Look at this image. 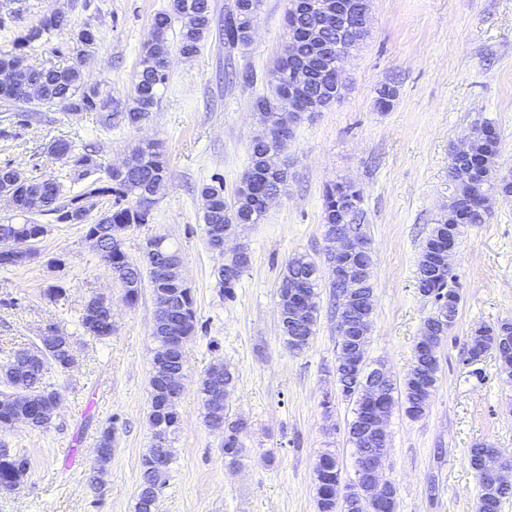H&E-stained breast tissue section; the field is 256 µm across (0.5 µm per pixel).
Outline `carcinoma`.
I'll list each match as a JSON object with an SVG mask.
<instances>
[{"mask_svg": "<svg viewBox=\"0 0 512 512\" xmlns=\"http://www.w3.org/2000/svg\"><path fill=\"white\" fill-rule=\"evenodd\" d=\"M260 0H235L234 7L224 14L221 26L224 48L234 49L250 42L253 27L258 18ZM180 21L176 40L169 39L174 21ZM214 18L210 0H172L169 11L154 15L149 38L143 44L138 69L132 83L125 111L112 105V95L104 94L96 86L87 83L83 66L89 59L86 44L100 41L98 27L87 23L73 34L76 62L65 67L49 66L39 71L18 74L17 84L0 85V100L21 103L59 106L68 112H97L100 122L107 129L112 124L126 123L135 126L149 118L158 107L159 88L168 80L169 60L177 52L185 58L196 56L203 47ZM286 23L290 32L291 50H283L271 72V91L255 97L251 108L261 126L250 147V164L239 186L234 191L232 202L224 197V186L205 184L200 189L204 200L202 231L206 239L224 238V228L232 224L242 228L257 224L264 215L260 196L268 191L278 193L288 178L286 151L288 140L278 137L277 100L282 91L288 89V53L297 58L320 60L322 67L329 68L336 58V50L357 49L368 34L352 37L340 43L336 34L317 31V22L295 8L288 9ZM69 25L68 17L60 11H52L37 22L24 27L14 39V50L0 54V69L11 68L27 55V52L48 45L52 38ZM398 96V88L383 84L378 89L376 105L389 110ZM55 144L71 152L72 182L83 184V188L60 200V185L53 178H32L27 183L15 186L18 215L32 213L34 201H39L40 212L54 215L61 224L86 223L92 207L86 200L92 197L112 199L107 218L100 219L94 228L99 234V244L94 251L99 257L112 260V272L120 281L129 304L139 296L144 280H149L155 291L169 296V326H160L155 335L157 346L154 359L163 362L165 369L183 372L185 367L184 345L196 333V311L194 297L188 289L175 279L171 267L180 260L178 250L172 248L163 236H154L146 241L143 264L130 259L123 250V241L112 238L111 226L127 224L138 228L150 221L151 208L142 206L141 200L151 202L167 188L170 173L167 159L153 143L141 144L132 149L127 157V169L108 172L101 177L102 164L93 150H79L72 144L57 140ZM473 155L491 170L498 168L499 147L492 143L477 141L472 146ZM473 173L470 164L448 165V187L450 195L443 213L436 220L429 236L422 245L417 266L419 293L430 299L433 309L424 319L422 331L430 336L429 347H415L411 368L402 385L393 380L384 381V397L379 405L370 407L363 402V381L373 372L366 360V351L372 327L373 311H368L360 333L351 341L338 344L336 379L345 400L354 406V417L349 423V442L355 449L356 462H361L367 453L381 454L388 449L386 429L375 428L379 418H389L395 405L404 408L411 419L422 417L429 407L430 397L439 380L438 348L454 326L461 302L459 290L453 286V277L448 269L439 264V253L448 247V242L457 241L462 228L467 224H482L480 212L463 213L457 201L458 194L471 189ZM362 195L356 185L347 181H336L324 190L323 223L325 235H330L338 224H348L357 234L369 241L362 230ZM47 232L44 224L0 223V242L18 241L30 233ZM250 256L224 257L218 269V280L224 299L235 297L234 288L249 267ZM320 266L306 255H297L284 267L279 290L280 315L285 327L282 336L289 349H306L315 335L318 322V307L309 310L304 319L291 318L288 289L306 286L316 290L319 286ZM336 297V312L343 317L349 309L350 295H343V284L331 282ZM95 297H90L79 315V325L87 329L92 321L101 328V337L112 334V319L95 307ZM470 354L484 358L493 353L501 372L512 375V320H503L493 326L475 328L468 342ZM43 358L34 359L24 351H16L0 363V384L7 388H22L26 398L22 402H9V395L0 394V431H10L19 422L31 429H46L48 425L43 410L61 397L51 389L47 374L54 366H61L65 353L71 347L70 337L61 334L57 327H50V335L39 340ZM163 373L152 375L150 380L149 424L153 444L142 457L141 476L138 486L135 512H151L152 503L159 501L166 487V472H157L152 461L163 455L167 463L173 461L170 436L179 425L177 401L172 400L160 386ZM218 379L227 391L235 388L236 377L226 365L219 363L210 367L201 378L199 390L202 394L204 421L210 428L220 427L224 432V462L234 465L244 453L241 434L247 427L245 419L234 416L227 403H218L212 396V380ZM501 454L492 444L480 443L469 450L468 461L472 470L486 456ZM26 456L0 450V485L21 482L28 471ZM314 479L318 512H379V501L387 498L390 512H396L398 490L396 485L382 476L372 481L355 471V480L342 483L341 471L335 454L324 451L315 461ZM478 512H501L503 502L509 494L498 491L488 484H479Z\"/></svg>", "mask_w": 512, "mask_h": 512, "instance_id": "1", "label": "carcinoma"}]
</instances>
